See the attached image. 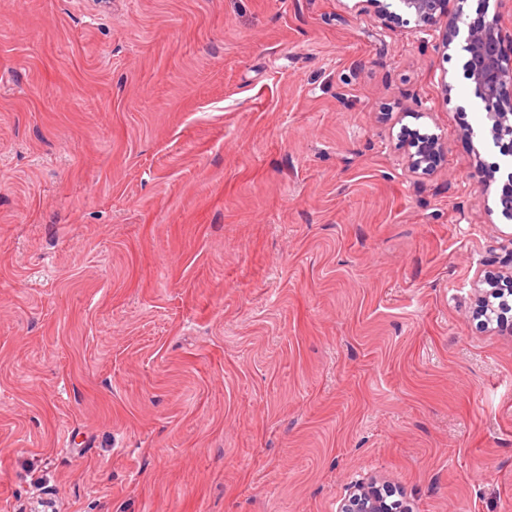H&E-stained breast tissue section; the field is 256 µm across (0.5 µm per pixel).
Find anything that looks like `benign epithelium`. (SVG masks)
Masks as SVG:
<instances>
[{
    "instance_id": "7a95c632",
    "label": "benign epithelium",
    "mask_w": 512,
    "mask_h": 512,
    "mask_svg": "<svg viewBox=\"0 0 512 512\" xmlns=\"http://www.w3.org/2000/svg\"><path fill=\"white\" fill-rule=\"evenodd\" d=\"M399 9L415 18L420 26H437L447 18L442 35V46L447 49L458 38L464 42L468 54L462 65L464 79L474 86V95L480 101L486 124L495 143L508 140L502 155L512 156V104L504 102L507 86L512 85V56L504 51L499 17L494 15L479 22H469L463 10H448V0H394ZM442 146L438 139L428 136L409 153L408 166L412 170H428L437 162ZM503 215L512 218V171L499 197ZM337 512H390L386 498L376 490L373 481H358L341 500Z\"/></svg>"
}]
</instances>
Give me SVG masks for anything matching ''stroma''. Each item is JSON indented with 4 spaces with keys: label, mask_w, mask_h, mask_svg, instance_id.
<instances>
[{
    "label": "stroma",
    "mask_w": 512,
    "mask_h": 512,
    "mask_svg": "<svg viewBox=\"0 0 512 512\" xmlns=\"http://www.w3.org/2000/svg\"><path fill=\"white\" fill-rule=\"evenodd\" d=\"M443 32L0 0V512H512L508 159ZM414 149V152H409V168L416 171H426L432 168L437 162L442 150V146L437 138L428 136ZM374 481L355 482L350 492L341 500L337 512H388L393 511L386 498L376 490Z\"/></svg>",
    "instance_id": "stroma-1"
}]
</instances>
